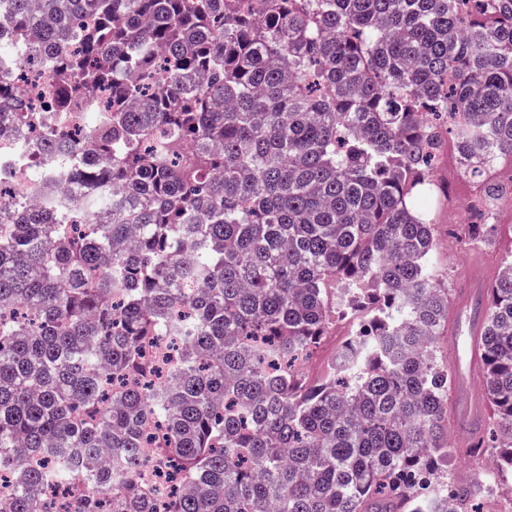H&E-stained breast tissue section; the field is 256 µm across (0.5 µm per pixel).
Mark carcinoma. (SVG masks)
<instances>
[{
    "mask_svg": "<svg viewBox=\"0 0 512 512\" xmlns=\"http://www.w3.org/2000/svg\"><path fill=\"white\" fill-rule=\"evenodd\" d=\"M47 57L89 145L0 75V122L127 194L0 202L7 512L61 485L82 512H467L442 463L432 176L512 158V0H0V60ZM347 338L300 367L336 320ZM158 336L178 341L155 369ZM483 396L512 468V257L488 289Z\"/></svg>",
    "mask_w": 512,
    "mask_h": 512,
    "instance_id": "1",
    "label": "carcinoma"
}]
</instances>
